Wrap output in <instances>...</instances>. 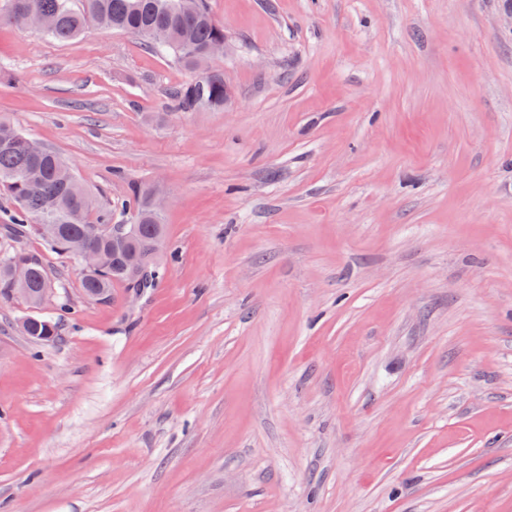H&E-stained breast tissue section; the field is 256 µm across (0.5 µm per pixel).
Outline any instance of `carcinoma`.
<instances>
[{
  "mask_svg": "<svg viewBox=\"0 0 512 512\" xmlns=\"http://www.w3.org/2000/svg\"><path fill=\"white\" fill-rule=\"evenodd\" d=\"M76 8L72 0H9L0 10V25L15 24L18 7L50 18L54 25L43 34L59 42H68L83 34L90 24L105 29L137 35L147 40V47L158 52L173 53L190 70H200L207 60L206 50L217 39L224 37V26L210 14L205 0H81ZM167 33L163 44L155 40V33ZM171 100L176 110L192 112L198 109L224 108V75L218 69L201 73L191 83L175 89ZM7 138L0 144V192L15 204L10 223L4 225L7 233L21 237L30 225L42 229L41 239L58 253L67 254L74 244L84 240L92 224H124L125 211L112 217V209H97V203L88 192L73 180L63 181V170L68 168L55 151L16 130L0 119V136ZM134 215L131 223L137 225L139 245L152 236L161 216L152 214L146 196V187H132ZM24 258L33 269L30 288L39 292L44 287L46 270L32 255L17 252L12 258L0 259V297H9L12 287L6 266L11 259ZM124 263L107 262L99 272L82 275L81 288L87 296L111 295L112 284L126 283ZM58 320L31 317L24 334L49 341L57 335Z\"/></svg>",
  "mask_w": 512,
  "mask_h": 512,
  "instance_id": "obj_1",
  "label": "carcinoma"
}]
</instances>
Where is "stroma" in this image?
Masks as SVG:
<instances>
[{
	"instance_id": "stroma-1",
	"label": "stroma",
	"mask_w": 512,
	"mask_h": 512,
	"mask_svg": "<svg viewBox=\"0 0 512 512\" xmlns=\"http://www.w3.org/2000/svg\"><path fill=\"white\" fill-rule=\"evenodd\" d=\"M208 6L220 110L140 37L0 27V116L178 250L97 301L0 229L52 283L0 298V512H512V0ZM202 82V88L198 83ZM176 110L192 112L198 109L220 110L224 107V75L219 69L202 72L191 83L171 93ZM25 320H30L28 327L27 322H24L22 324V327L24 325L27 327L26 330L21 329L26 336H31L35 339L43 341H49L52 338H54V336H57V329L59 323L58 319L32 316L26 318Z\"/></svg>"
}]
</instances>
